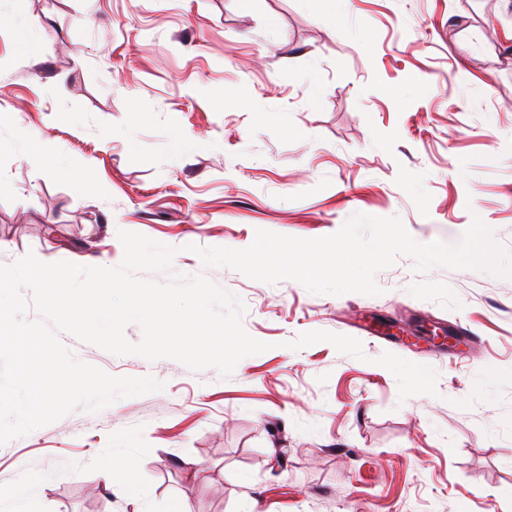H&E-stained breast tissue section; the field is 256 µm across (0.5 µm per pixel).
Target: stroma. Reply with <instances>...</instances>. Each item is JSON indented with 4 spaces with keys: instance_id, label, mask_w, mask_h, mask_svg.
Masks as SVG:
<instances>
[{
    "instance_id": "obj_1",
    "label": "stroma",
    "mask_w": 512,
    "mask_h": 512,
    "mask_svg": "<svg viewBox=\"0 0 512 512\" xmlns=\"http://www.w3.org/2000/svg\"><path fill=\"white\" fill-rule=\"evenodd\" d=\"M0 265L117 266L118 230L175 248L268 343L229 377L77 359L159 391L79 408L0 446V504L27 512H512V277L418 272L376 296L267 284L190 252L263 229L313 239L355 214L421 244L473 219L512 252V0H0ZM85 165L83 191L16 139ZM358 339L357 359L300 334ZM438 374L400 400L376 359ZM141 464L138 498L123 462ZM113 463L110 481L101 466ZM21 144L29 150H37L54 168L58 167L59 151L57 147L38 136L26 135L21 137Z\"/></svg>"
}]
</instances>
